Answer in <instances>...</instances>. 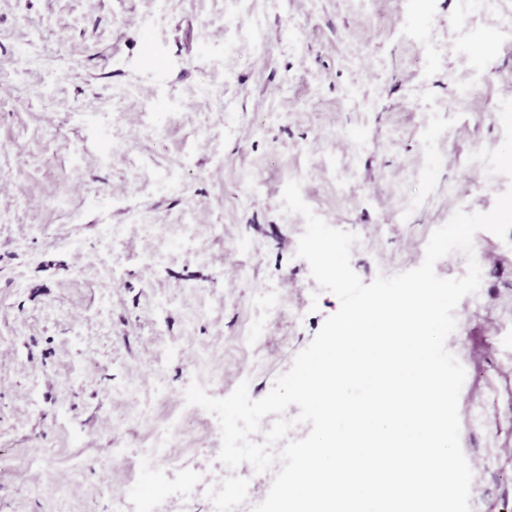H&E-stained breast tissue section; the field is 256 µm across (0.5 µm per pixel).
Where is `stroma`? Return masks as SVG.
Instances as JSON below:
<instances>
[{"label":"stroma","mask_w":512,"mask_h":512,"mask_svg":"<svg viewBox=\"0 0 512 512\" xmlns=\"http://www.w3.org/2000/svg\"><path fill=\"white\" fill-rule=\"evenodd\" d=\"M466 0H0V512H111L137 449L209 395L264 397L335 313L311 210L364 283L512 187V32ZM119 225L111 249L101 227ZM455 316L471 512H512V245L481 230ZM258 345L242 347L246 334ZM128 457L115 464L110 447ZM162 479L217 471L193 436Z\"/></svg>","instance_id":"stroma-1"}]
</instances>
